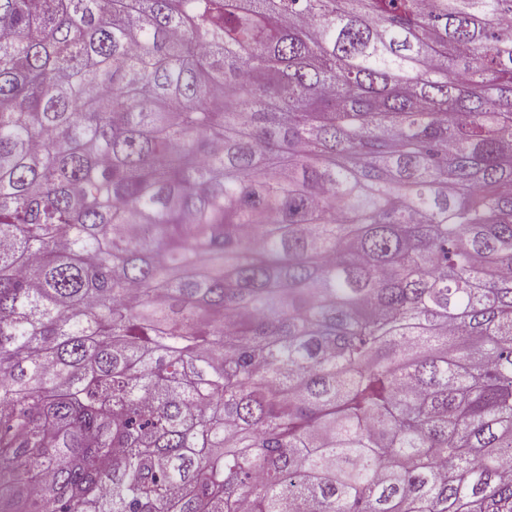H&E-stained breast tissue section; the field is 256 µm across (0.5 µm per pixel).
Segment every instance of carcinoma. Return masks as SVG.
<instances>
[{
    "instance_id": "obj_1",
    "label": "carcinoma",
    "mask_w": 512,
    "mask_h": 512,
    "mask_svg": "<svg viewBox=\"0 0 512 512\" xmlns=\"http://www.w3.org/2000/svg\"><path fill=\"white\" fill-rule=\"evenodd\" d=\"M0 512H512V0H0Z\"/></svg>"
}]
</instances>
